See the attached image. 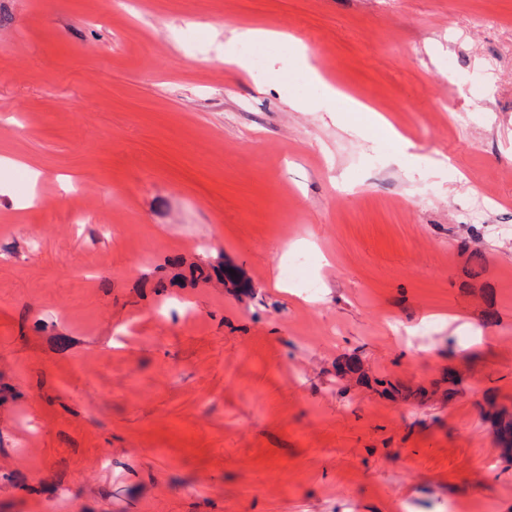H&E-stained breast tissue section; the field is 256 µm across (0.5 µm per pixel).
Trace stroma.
I'll use <instances>...</instances> for the list:
<instances>
[{"mask_svg": "<svg viewBox=\"0 0 512 512\" xmlns=\"http://www.w3.org/2000/svg\"><path fill=\"white\" fill-rule=\"evenodd\" d=\"M0 156V512H512V0H0ZM374 384L377 387L376 390L386 396H402L403 398H414L419 401H425L429 399V392L426 389L420 388L414 392L404 391L397 384H394L391 380L385 378H376ZM380 388V389H379ZM495 426L494 442L502 448V456L512 461V416L506 415L505 411L488 415Z\"/></svg>", "mask_w": 512, "mask_h": 512, "instance_id": "obj_1", "label": "stroma"}]
</instances>
